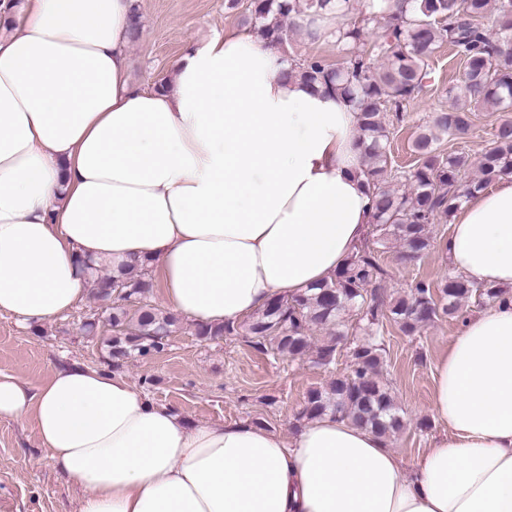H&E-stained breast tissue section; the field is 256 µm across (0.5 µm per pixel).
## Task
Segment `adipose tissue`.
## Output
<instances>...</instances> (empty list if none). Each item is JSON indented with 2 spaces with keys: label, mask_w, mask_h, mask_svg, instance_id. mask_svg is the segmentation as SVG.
Here are the masks:
<instances>
[{
  "label": "adipose tissue",
  "mask_w": 512,
  "mask_h": 512,
  "mask_svg": "<svg viewBox=\"0 0 512 512\" xmlns=\"http://www.w3.org/2000/svg\"><path fill=\"white\" fill-rule=\"evenodd\" d=\"M0 36V313L24 325L86 292L78 260L146 264L165 305L239 323L329 280L365 237L359 112L253 32L189 46L168 88L129 74L131 0H23ZM458 274L505 293L434 368L445 432L412 461L325 415L294 438L190 425L119 372L0 373L84 496L77 512H512V175L454 210Z\"/></svg>",
  "instance_id": "1"
}]
</instances>
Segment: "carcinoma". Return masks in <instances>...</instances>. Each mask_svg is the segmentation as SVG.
Masks as SVG:
<instances>
[{"instance_id":"obj_1","label":"carcinoma","mask_w":512,"mask_h":512,"mask_svg":"<svg viewBox=\"0 0 512 512\" xmlns=\"http://www.w3.org/2000/svg\"><path fill=\"white\" fill-rule=\"evenodd\" d=\"M493 10L498 28L488 33L482 19ZM248 11L253 31L278 47L286 42L285 19L298 12V0H251ZM337 30L343 62L311 55L299 63V73L310 85L339 93L361 112L358 138L365 145L363 173L372 191L369 234L318 291L274 298L243 325L199 326L196 333L212 341L242 331L262 354L292 360L308 356L324 367L335 363L338 350L346 349L348 371L308 390L299 419L335 415L341 406V417L388 438L402 431L404 422L391 389L380 378L386 363V324L412 335L441 314H455L472 297L494 302L504 294L459 275L444 279L436 293L433 285L420 280L390 300L375 295L370 286L388 275L379 248L395 241L402 247L401 262L420 260L432 246L431 224L448 220L463 198L512 174V121L495 128L494 147L477 160L451 148L441 150L443 141H458L473 131L471 105L503 112L512 108V0H364L360 22L343 21ZM367 30L375 31L374 40L366 39ZM445 43L464 63L461 78L448 88L454 103L435 113L412 141L413 165L395 169L387 113L402 118L405 104L427 87L429 62ZM473 168L480 174L475 182L467 179ZM97 282L104 287L95 288L96 298L112 302L106 317L112 366L164 351L179 319L145 301L153 288L145 273L128 268ZM127 303L136 308H126ZM351 311L357 312L359 338L349 336L345 315ZM316 328L328 330L320 345L310 336Z\"/></svg>"}]
</instances>
